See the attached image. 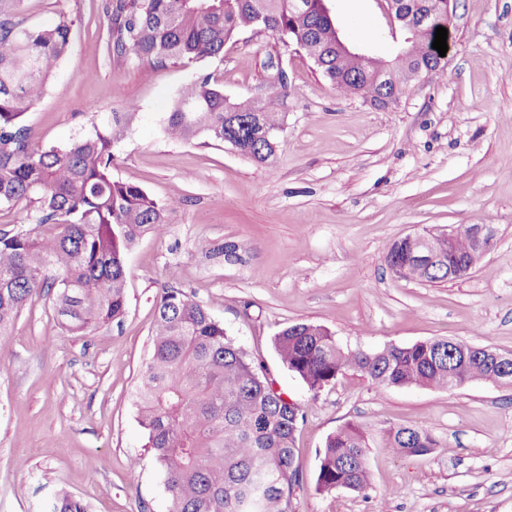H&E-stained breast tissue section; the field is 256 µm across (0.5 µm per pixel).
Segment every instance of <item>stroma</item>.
Here are the masks:
<instances>
[{
	"label": "stroma",
	"mask_w": 512,
	"mask_h": 512,
	"mask_svg": "<svg viewBox=\"0 0 512 512\" xmlns=\"http://www.w3.org/2000/svg\"><path fill=\"white\" fill-rule=\"evenodd\" d=\"M95 4L23 0L29 24L62 13L73 22L71 46L27 123L37 143L65 145L111 113L135 110L112 176L172 208L166 234L141 237L127 255L121 323L70 334L46 296L18 317L0 358V512H51L62 492L88 512H168L134 403L168 282L305 406L294 512H512V387L381 388L350 372L315 396L273 344L286 325L310 321L351 349L451 337L512 354V0H451L442 68L385 109L341 95L304 53L265 33L244 34L199 66L147 72L110 61ZM329 7L350 41L390 56V23L376 0ZM201 68L233 100L260 96L286 70L273 162L162 135L163 116ZM457 224L497 230L466 278L421 283L388 267L394 241ZM227 242L238 259L213 258ZM348 423L373 433L425 426L439 446L411 456L373 445L367 488L318 491L326 439Z\"/></svg>",
	"instance_id": "35a3bbf8"
}]
</instances>
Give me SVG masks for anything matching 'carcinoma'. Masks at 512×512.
I'll return each instance as SVG.
<instances>
[{"instance_id": "carcinoma-1", "label": "carcinoma", "mask_w": 512, "mask_h": 512, "mask_svg": "<svg viewBox=\"0 0 512 512\" xmlns=\"http://www.w3.org/2000/svg\"><path fill=\"white\" fill-rule=\"evenodd\" d=\"M22 0H0V211L26 212L13 228L0 229V348L22 310L36 296H53L61 325L86 334L120 321L126 311V255L144 234L158 236L171 204L142 187L112 177L114 147L136 117L114 113L91 133L66 146L35 143L26 116L45 96L49 77L67 52L71 21L51 26L20 18ZM108 21L109 60L135 59L141 67L189 65L224 52L247 31L265 32L313 61L344 96L368 86L360 62L336 56V24L318 0H96ZM439 15L418 35L401 42L398 72L432 71L442 58L432 48ZM282 82L263 95L232 102L214 76L198 73L160 124L173 141L236 144L258 164L275 157L285 114ZM443 252L465 257L468 231ZM411 244L396 241L386 254L404 278L450 280L448 262L420 263ZM153 352L136 391L138 423L164 474L169 512H292L298 483L295 434L305 408L274 388L263 361L228 337L224 325L172 283L155 304ZM284 365L313 396L348 372L382 388L417 385L433 390L484 381L512 387L501 372L503 354L481 345L440 338L376 351L341 346L325 327L301 321L274 338ZM382 446L422 456L438 447L427 427L380 431ZM369 436L347 425L327 437L317 483L324 491L367 487ZM53 512H87L83 500L62 493Z\"/></svg>"}]
</instances>
